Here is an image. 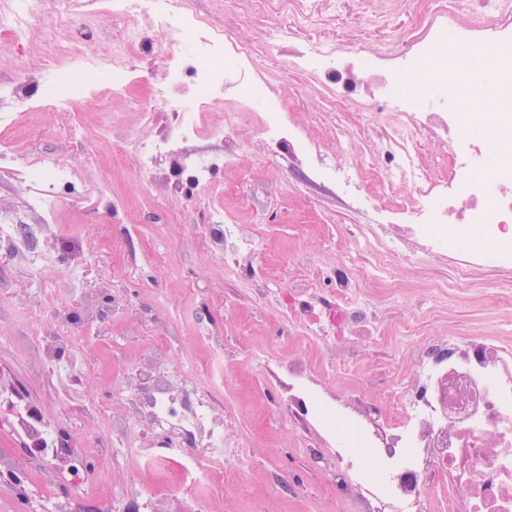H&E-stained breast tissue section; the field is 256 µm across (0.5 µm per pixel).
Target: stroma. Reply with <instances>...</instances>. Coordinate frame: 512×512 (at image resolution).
<instances>
[{
  "label": "stroma",
  "instance_id": "stroma-1",
  "mask_svg": "<svg viewBox=\"0 0 512 512\" xmlns=\"http://www.w3.org/2000/svg\"><path fill=\"white\" fill-rule=\"evenodd\" d=\"M197 2L210 27L233 29L242 44L256 41V26L241 20L247 0ZM306 10L316 36L345 29L351 47L366 54L400 33L425 32L436 16L433 0H388L380 19L363 0H267L263 16L284 22ZM255 68L271 91L287 92L290 124L303 135L319 132L320 166L298 149L269 155L243 111L224 148L234 151L240 139L251 148L212 176L225 215L257 241L235 272L225 271L223 247L207 232L206 208L188 207L164 184L144 185L137 158L113 155L95 130L81 144L64 135L70 122L86 121L91 103L30 115V153L62 159L72 183L43 211L47 231L35 255L0 244V392L22 391L28 407L68 435L85 465L89 512L97 498L122 496L131 512L190 508L174 488L152 500L134 492L143 463L126 446L137 420L125 397L150 394L154 380L178 390L190 373L216 378L209 396L224 418L226 468L211 512H342L336 460L323 454L322 437L289 415L282 362L311 368L322 397L376 419L394 414L389 392L404 386L434 340L480 330L512 339V292L499 290L512 272L475 271L457 287L462 249L410 270L390 257L360 263L352 237L372 217L326 171L349 156L371 163L368 131L336 109L338 88L320 76L261 60ZM38 191L24 167L0 165L1 208ZM107 197L120 202L117 216L106 213ZM349 273L360 275L375 306L380 344L341 326L325 347L287 324L289 304L314 288L333 304ZM39 336L51 340L55 365L46 366ZM360 392L367 401L358 406ZM23 442L18 430L0 431V457L14 460L0 470V512H48L43 496L60 488V460L46 457L32 471Z\"/></svg>",
  "mask_w": 512,
  "mask_h": 512
}]
</instances>
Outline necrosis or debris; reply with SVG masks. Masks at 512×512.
Instances as JSON below:
<instances>
[{
	"label": "necrosis or debris",
	"instance_id": "1",
	"mask_svg": "<svg viewBox=\"0 0 512 512\" xmlns=\"http://www.w3.org/2000/svg\"><path fill=\"white\" fill-rule=\"evenodd\" d=\"M108 5L118 36L100 47L87 38L98 15L77 13L74 0H0V54L21 70L36 29L46 68L38 77L21 71L0 82V131L15 136L0 150V160L23 164L43 185L40 196L23 208L0 209V242L29 254L34 212L54 200L57 185L71 177L60 159L25 153L16 136L23 114L36 102L66 109L91 99L104 106L135 84L141 63L151 56L162 74L149 84L148 99L175 112V124L151 139L111 123L98 131L118 153L137 156L147 182L167 183L174 195L192 183L195 203L208 204L210 229L224 240L226 270L237 268L256 243L225 222L216 200L211 172L228 158L194 144L203 138L220 143L235 134L239 112L225 110L216 127L205 123L209 107H222L225 90H233L243 106L269 97L266 83L250 77L245 66L257 56L276 60L288 36L297 44L296 67L340 86L337 108L360 98L371 107L386 106L392 117L385 150L374 160L371 188L359 187V162H345L336 172L340 188L356 194L373 214L354 242L356 255H376V231L389 225L394 232L386 248L402 266L420 261V254L401 246L409 236L430 255L468 243L478 265L512 269V114H497L500 135L486 139L481 135L486 113L469 109L484 88L512 93V0H444L433 30L398 36L373 56L338 53L335 43L315 39L308 19L287 29L264 25L261 40L244 46L233 30L210 28L195 0H108ZM490 16L497 19L492 28L486 24ZM486 30L495 39L487 66L449 72V59L468 58L477 33ZM432 142L448 160L444 173H434L426 157ZM157 154L168 158L167 169L152 166ZM403 186L408 197L393 200L394 190ZM288 374L303 380L289 402L294 417L343 437V447L335 451L342 472L336 489L348 512H385L389 506L395 512H427L431 488L439 481L448 486V512H512L511 344L481 333L438 341L436 352L414 366L408 385L390 392L397 414L371 432L358 419L317 407L305 385L310 371L292 364ZM130 404L140 424L132 445L151 464L135 485L139 496L163 489L171 464L194 471L196 442L214 449L222 445L224 425L205 400L190 401L161 383L148 396L131 397ZM157 427L180 433V440H157ZM370 463L379 473L393 469L397 475L364 497L356 487L367 481Z\"/></svg>",
	"mask_w": 512,
	"mask_h": 512
}]
</instances>
